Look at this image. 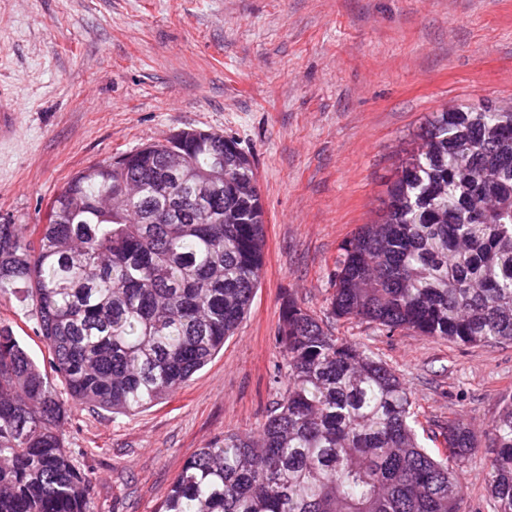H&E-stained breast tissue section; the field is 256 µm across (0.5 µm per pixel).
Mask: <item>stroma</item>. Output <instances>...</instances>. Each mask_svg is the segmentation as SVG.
Segmentation results:
<instances>
[{"label":"stroma","instance_id":"stroma-1","mask_svg":"<svg viewBox=\"0 0 512 512\" xmlns=\"http://www.w3.org/2000/svg\"><path fill=\"white\" fill-rule=\"evenodd\" d=\"M0 224H41L84 167L182 130L239 140L265 210L247 319L164 402L129 415L74 407L65 449L93 512H158L186 461L225 432L257 436L285 377V296L325 316L337 248L379 219L433 112L512 105V0H0ZM39 366L30 303L0 323ZM336 335L404 379L426 435L460 419L463 512H496L482 435L512 393V345H462L337 322Z\"/></svg>","mask_w":512,"mask_h":512}]
</instances>
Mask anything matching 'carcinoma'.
I'll return each mask as SVG.
<instances>
[{
  "label": "carcinoma",
  "mask_w": 512,
  "mask_h": 512,
  "mask_svg": "<svg viewBox=\"0 0 512 512\" xmlns=\"http://www.w3.org/2000/svg\"><path fill=\"white\" fill-rule=\"evenodd\" d=\"M186 166L132 155L88 166L46 223L0 224V293L33 303L65 392L0 324V512H92L91 479L61 440L66 400L127 414L176 392L247 318L263 267L264 209L232 136L189 145ZM224 159V183L199 197ZM139 198L100 200L124 175ZM381 219L339 247L337 321L450 342L512 344V106L433 113L387 189ZM287 381L259 441L227 432L187 460L158 512H462L460 464L476 437L460 421L445 448L419 442L416 404L373 353L284 299ZM486 492L512 512V394L486 432Z\"/></svg>",
  "instance_id": "carcinoma-1"
}]
</instances>
